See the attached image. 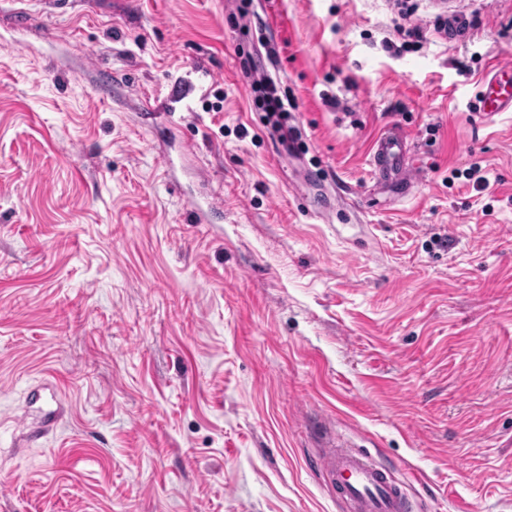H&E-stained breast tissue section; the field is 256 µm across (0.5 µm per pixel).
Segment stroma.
I'll return each instance as SVG.
<instances>
[{
    "label": "stroma",
    "mask_w": 512,
    "mask_h": 512,
    "mask_svg": "<svg viewBox=\"0 0 512 512\" xmlns=\"http://www.w3.org/2000/svg\"><path fill=\"white\" fill-rule=\"evenodd\" d=\"M417 16L0 0V512H346L334 436L422 512H512V112L473 109L512 0ZM265 42L291 155L238 57ZM389 128L406 197L374 187ZM371 164L377 187L400 188L402 193L410 191L414 168L409 162L408 144L403 135L398 132L381 135L373 148Z\"/></svg>",
    "instance_id": "obj_1"
}]
</instances>
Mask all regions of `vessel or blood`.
I'll return each mask as SVG.
<instances>
[{
  "label": "vessel or blood",
  "instance_id": "obj_1",
  "mask_svg": "<svg viewBox=\"0 0 512 512\" xmlns=\"http://www.w3.org/2000/svg\"><path fill=\"white\" fill-rule=\"evenodd\" d=\"M475 109L486 117L512 112V63H496L481 82ZM374 181L379 187L409 192L414 168L409 162L406 138L397 132L381 135L371 157ZM327 481L335 486L347 512H415L413 501L389 471L369 456L341 442L328 446L321 460Z\"/></svg>",
  "mask_w": 512,
  "mask_h": 512
}]
</instances>
